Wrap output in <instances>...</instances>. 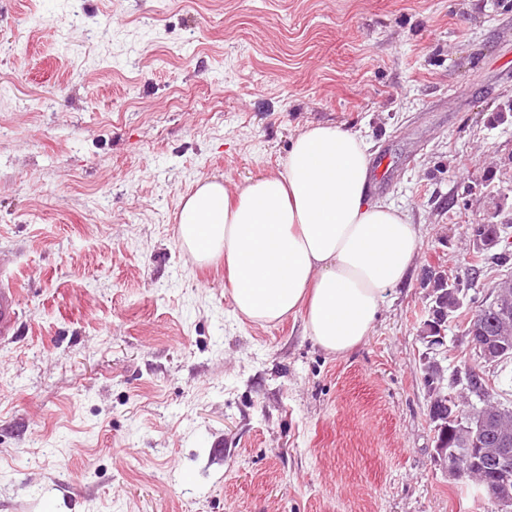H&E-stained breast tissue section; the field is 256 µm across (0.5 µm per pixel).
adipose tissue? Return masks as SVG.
<instances>
[{
  "label": "adipose tissue",
  "mask_w": 512,
  "mask_h": 512,
  "mask_svg": "<svg viewBox=\"0 0 512 512\" xmlns=\"http://www.w3.org/2000/svg\"><path fill=\"white\" fill-rule=\"evenodd\" d=\"M368 179L359 134L308 127L292 141L284 173L253 178L233 195L223 183L201 184L181 206L179 246L197 264L223 261L237 313L268 325L302 313L315 343L348 354L420 246L407 211L369 201Z\"/></svg>",
  "instance_id": "1"
}]
</instances>
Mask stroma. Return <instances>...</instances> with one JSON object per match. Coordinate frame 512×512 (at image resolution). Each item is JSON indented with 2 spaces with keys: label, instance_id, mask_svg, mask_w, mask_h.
Listing matches in <instances>:
<instances>
[{
  "label": "stroma",
  "instance_id": "35a3bbf8",
  "mask_svg": "<svg viewBox=\"0 0 512 512\" xmlns=\"http://www.w3.org/2000/svg\"><path fill=\"white\" fill-rule=\"evenodd\" d=\"M503 0H0V512H488L433 459L424 269L512 220ZM316 124L421 244L349 354L239 316L177 239ZM496 224H470L468 225V234L469 237H475L476 240H481L482 242H486L490 239V236L496 235L493 237L491 241L487 242L486 246H482L481 242L478 241L480 248H489L493 249L497 247L502 241H504L505 237L502 236L504 229L501 225H497V229L495 228ZM4 259H0V344L12 342L18 327V304L21 288L13 274L4 271ZM3 273L7 284H3Z\"/></svg>",
  "mask_w": 512,
  "mask_h": 512
}]
</instances>
